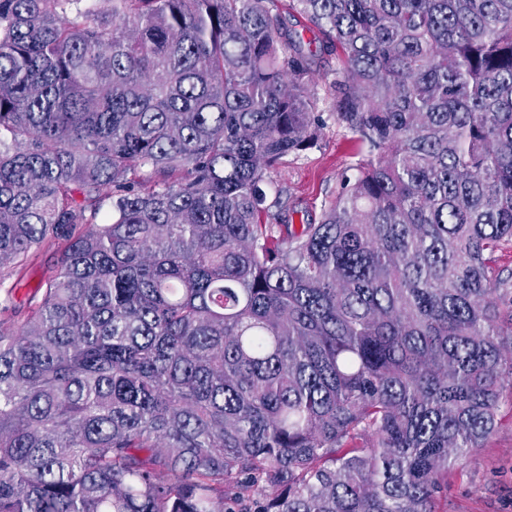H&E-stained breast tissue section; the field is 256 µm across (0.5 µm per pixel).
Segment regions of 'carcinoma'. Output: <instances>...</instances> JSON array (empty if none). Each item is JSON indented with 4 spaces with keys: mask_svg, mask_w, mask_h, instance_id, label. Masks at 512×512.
<instances>
[{
    "mask_svg": "<svg viewBox=\"0 0 512 512\" xmlns=\"http://www.w3.org/2000/svg\"><path fill=\"white\" fill-rule=\"evenodd\" d=\"M0 0V512H436L512 399V0ZM288 1H276L278 7L284 11L286 26L288 30L302 34L304 42L307 44L311 42L313 51L323 41L322 33L307 19L296 13H288ZM314 54L310 87L317 99L316 111L323 112L325 126L313 148L285 158L271 170L264 186L268 203L280 198L290 218L288 224H294L296 228L319 221L325 205L336 191L340 174L357 162L361 152L356 138L339 126L330 114L332 97L325 76L332 78L338 67L336 56L320 52ZM54 248L42 247L30 254L27 261L17 269L14 290L15 309L0 312V321L4 330L14 327L24 318L30 300L38 291V285L44 272L53 264Z\"/></svg>",
    "mask_w": 512,
    "mask_h": 512,
    "instance_id": "cac0c4a2",
    "label": "carcinoma"
}]
</instances>
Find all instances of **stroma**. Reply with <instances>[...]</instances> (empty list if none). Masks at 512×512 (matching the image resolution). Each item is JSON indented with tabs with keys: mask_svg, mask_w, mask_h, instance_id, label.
<instances>
[{
	"mask_svg": "<svg viewBox=\"0 0 512 512\" xmlns=\"http://www.w3.org/2000/svg\"><path fill=\"white\" fill-rule=\"evenodd\" d=\"M285 10L288 30L300 33L304 42L315 46L311 87L325 125L316 145L285 158L269 174L264 186L268 200H281L291 224L319 221L325 205L336 191L342 171L360 157L355 137L339 126L332 116V97L327 78L336 69L335 56L319 52L322 33L307 19L288 12V0H278ZM53 263V251L44 247L30 254L17 269L15 309L0 312V328L13 329L24 318L44 272ZM499 423L493 435L464 464L448 469V491L437 502L438 512H512V403L502 402Z\"/></svg>",
	"mask_w": 512,
	"mask_h": 512,
	"instance_id": "obj_1",
	"label": "stroma"
}]
</instances>
